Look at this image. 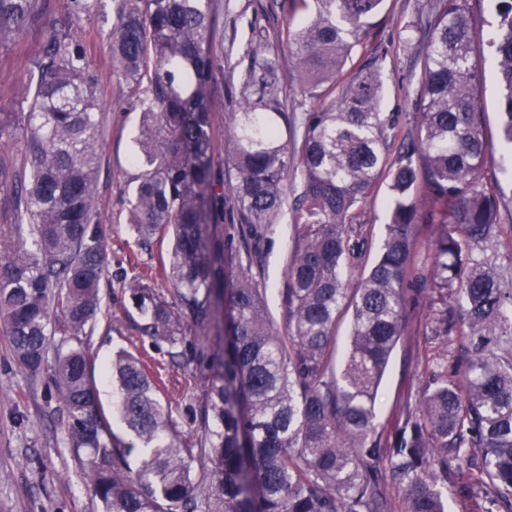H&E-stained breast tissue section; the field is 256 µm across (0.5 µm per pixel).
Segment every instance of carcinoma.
<instances>
[{"instance_id":"1","label":"carcinoma","mask_w":512,"mask_h":512,"mask_svg":"<svg viewBox=\"0 0 512 512\" xmlns=\"http://www.w3.org/2000/svg\"><path fill=\"white\" fill-rule=\"evenodd\" d=\"M37 2L0 0V40L22 38ZM98 4L69 0L67 19L32 61L30 175L0 162V187L18 200L0 266V333L21 369L48 373L101 512H394L389 477L403 486L406 512H446L448 478L465 466L483 501L512 512V358L498 354L512 341V279L484 255L492 246L512 264V239L501 240L499 187L482 182L487 138L476 102L489 61L501 76L500 129L512 153V0H495L487 39L468 0L423 6L412 24L423 37L420 121L408 129L382 109L383 56L372 50L346 69L386 0H295L307 23L286 27L277 43L297 59L300 93L330 104L289 115L278 49L252 29L227 58L234 149L221 177L210 135L212 0H116L112 64L142 114L127 223L142 247L170 242L155 271L166 288L140 277L123 288L141 335L171 364L195 366L202 387L185 429L163 403L154 367L124 351L112 359L116 409L144 454L135 470L134 445L97 406L86 350L101 312L105 233L99 88L73 29ZM298 177L301 191L290 198ZM382 184L390 222L353 286L345 272L371 245L364 217ZM229 200L235 235L215 224ZM286 209L298 242L282 289L283 336L258 274L262 245ZM419 224L433 228L425 275L414 265ZM415 281L432 303L455 299L459 322L440 314L432 335L466 338L471 355L461 373L430 375L390 437L377 427L374 400ZM344 312L350 350L338 373L332 340ZM220 319L224 335L215 336Z\"/></svg>"}]
</instances>
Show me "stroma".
<instances>
[{
  "label": "stroma",
  "mask_w": 512,
  "mask_h": 512,
  "mask_svg": "<svg viewBox=\"0 0 512 512\" xmlns=\"http://www.w3.org/2000/svg\"><path fill=\"white\" fill-rule=\"evenodd\" d=\"M369 30L365 44L386 56L388 80L383 91V108L412 121L411 100L420 75L421 46L417 37L406 36L405 25L413 20L424 0H390ZM244 16L216 9L213 21L218 40L231 36L245 39L253 29L276 36L286 27H298L304 16L293 0H238ZM67 12V0H40L36 23L17 41L0 43V113H12L8 131L0 137V155L21 172H30L32 157L25 145L27 102L22 92L27 83L31 59L38 53L45 31ZM117 22L114 0H101L99 10L78 25L90 70L98 79L97 111L102 119L99 132V173L97 178L98 218L106 245V276L103 280L104 314L87 342L95 361L97 404L111 411L115 397L112 382L103 370L119 351L165 364L166 397L173 416L185 420V406L199 399L189 369L170 365L166 354L152 340L140 335L139 316L122 291L120 272L134 274L155 264L156 257L137 245L125 222L128 199L135 186L138 167L131 162L141 115L132 107V91L112 68L109 34ZM214 168L223 170L233 150L224 127L228 110V89L216 79L212 91ZM500 86L494 68L482 66L478 102L484 114L491 152L482 171L484 183L498 185L504 194L501 217L512 224V178L503 169L511 159L502 149L499 136ZM296 233L290 217H282L264 246L263 280L268 285V306L279 331L287 320L278 293L286 279V268L295 250ZM406 333L394 349L387 372L376 395L377 422L392 427L429 379L430 371L463 369L466 353L459 336H432L435 311L425 294L410 288L406 305ZM67 417L46 375L32 376L12 359L7 337L0 335V512H100V505L83 485L82 468L66 440Z\"/></svg>",
  "instance_id": "obj_1"
}]
</instances>
